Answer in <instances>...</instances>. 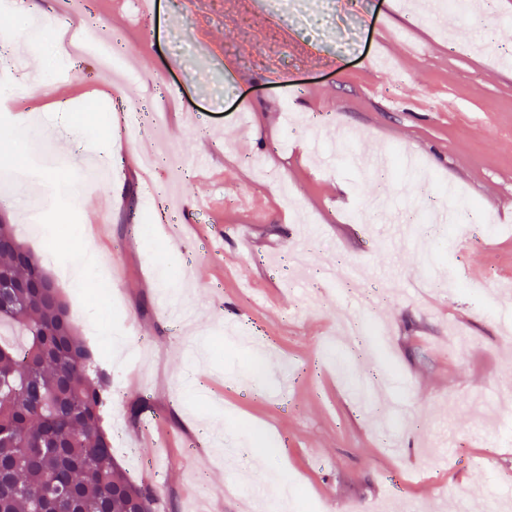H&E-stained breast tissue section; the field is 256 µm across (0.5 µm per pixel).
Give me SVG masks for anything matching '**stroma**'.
<instances>
[{
  "label": "stroma",
  "instance_id": "obj_1",
  "mask_svg": "<svg viewBox=\"0 0 512 512\" xmlns=\"http://www.w3.org/2000/svg\"><path fill=\"white\" fill-rule=\"evenodd\" d=\"M307 2L311 27L255 0H157L150 18L143 0H91L122 68L24 54L14 87L37 72L54 86L25 125L55 148L16 161L0 217L35 254L55 246L53 278L87 246L111 271L120 308L93 272L66 297L110 380L103 429L126 441L113 455L157 490L158 512H188L206 487L217 512H255L283 476L318 512H449L457 499L487 512L512 491V0ZM117 78L130 105L161 111L162 133L123 126ZM147 141L182 172L134 170ZM102 155L110 172L82 178ZM44 181L87 196L70 205ZM151 187L211 212L154 226ZM382 200L406 224L425 208L451 221L399 248L377 230ZM478 205L493 221L458 246L448 226ZM33 210L37 235L23 229ZM218 232L223 251H208ZM333 268L346 278L329 282ZM362 378L406 384L400 454L386 452L388 406L348 394Z\"/></svg>",
  "mask_w": 512,
  "mask_h": 512
}]
</instances>
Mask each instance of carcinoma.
Wrapping results in <instances>:
<instances>
[{"mask_svg":"<svg viewBox=\"0 0 512 512\" xmlns=\"http://www.w3.org/2000/svg\"><path fill=\"white\" fill-rule=\"evenodd\" d=\"M0 241V512H156L104 438L103 379L63 286L35 287L46 269L11 225Z\"/></svg>","mask_w":512,"mask_h":512,"instance_id":"carcinoma-1","label":"carcinoma"}]
</instances>
